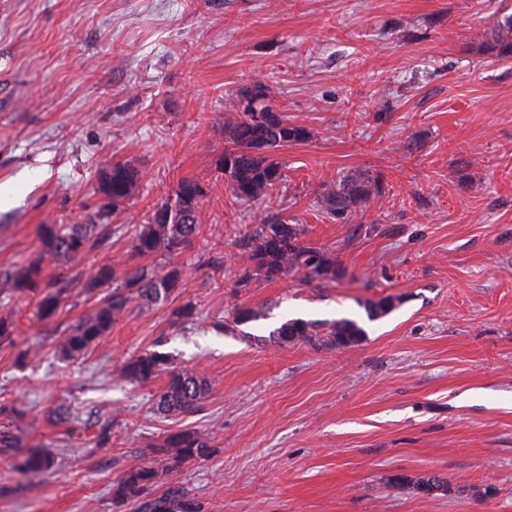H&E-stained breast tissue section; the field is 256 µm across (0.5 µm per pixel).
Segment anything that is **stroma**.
I'll use <instances>...</instances> for the list:
<instances>
[{"label": "stroma", "mask_w": 512, "mask_h": 512, "mask_svg": "<svg viewBox=\"0 0 512 512\" xmlns=\"http://www.w3.org/2000/svg\"><path fill=\"white\" fill-rule=\"evenodd\" d=\"M512 0H0V268L40 261L75 282L57 322L0 288L16 326L0 349V414L23 446L58 449L56 471L19 484L0 454V512H119L112 484L135 455L175 429L209 434L218 455L180 481L204 512H512V59L485 52ZM263 83L312 138L282 148L272 205L240 203L216 172L230 96ZM144 176L118 223H147L178 182L206 186L201 232L179 260L191 271L170 304H132L84 358L55 356L57 324L93 305L80 285L129 240L74 261L44 253L40 224H83L103 170ZM382 177L364 215L330 221L324 185ZM335 254V284L291 273L240 291L246 225L267 209ZM394 309L367 320L365 302ZM194 303L183 327L175 307ZM264 319L217 334L238 305ZM352 317L357 345L282 346L289 319ZM213 390L189 415L150 409L161 381L115 374L155 342ZM75 424L54 423L58 405ZM111 414L112 441L95 422ZM441 474L437 497L413 479Z\"/></svg>", "instance_id": "obj_1"}]
</instances>
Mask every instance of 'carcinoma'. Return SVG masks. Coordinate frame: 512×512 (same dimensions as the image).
<instances>
[{
    "label": "carcinoma",
    "mask_w": 512,
    "mask_h": 512,
    "mask_svg": "<svg viewBox=\"0 0 512 512\" xmlns=\"http://www.w3.org/2000/svg\"><path fill=\"white\" fill-rule=\"evenodd\" d=\"M485 50L512 59V14L498 18L490 31ZM254 97L259 110L267 114L263 122L252 113L240 109L239 97H234L228 111L234 117L224 122V151L214 160L216 170L229 181L233 198L257 202L270 198V192L284 180L283 164L278 149L304 143L311 131L304 125L288 121L272 103L266 87H255ZM142 171L133 163L117 161L104 170L99 178L97 193L101 203L95 218L86 224H42L39 238L43 249L56 258L78 259L103 245L109 239L125 236L124 225L114 223L119 210L134 196ZM384 192V183L377 177L347 174L326 186L318 197V207L332 220H345L365 215ZM206 187L195 179L181 180L173 196L154 207L150 222L135 230L130 240L131 251L139 257L171 258L181 252L200 233L198 212ZM244 266L237 288L245 290L255 281H273L278 276L295 271L307 282L336 281V258L327 250L305 239L299 224L277 211L267 213L248 229L241 241ZM185 266L166 268L156 264L130 266L117 260L98 267L85 283L90 293L105 295L90 311L62 330L56 344V354L65 360H75L104 336L129 309L134 301L147 305L168 304L178 289ZM4 284L14 293L38 298L36 309L43 321L60 316L69 298L68 279L52 282L43 280L40 262L16 263L3 273ZM394 308L389 297L367 304L368 318L387 315ZM265 317L261 307L240 305L234 314V326L217 320L211 323L218 333L237 332V326ZM15 327L11 318L0 315V348L13 346ZM273 342L286 346L299 341L324 347H349L359 343L366 331L357 320L340 318L312 321L291 319L272 331ZM165 385L156 393L152 408L164 416H175L198 410L212 391V381L189 367L173 366L168 353L148 350L129 359L118 371V378L127 384L142 385L161 376ZM163 462L161 470L169 485L154 494L160 470L139 463L128 465L112 485V500L129 512H203L202 506L178 484L177 476L188 463L207 460L219 452L212 438L204 433L176 430L162 442L147 448ZM0 453L14 459V471L31 480L40 481L56 465L55 454L49 450H22L14 435L0 432ZM426 494L449 491L446 477L431 475L416 481Z\"/></svg>",
    "instance_id": "cac0c4a2"
}]
</instances>
